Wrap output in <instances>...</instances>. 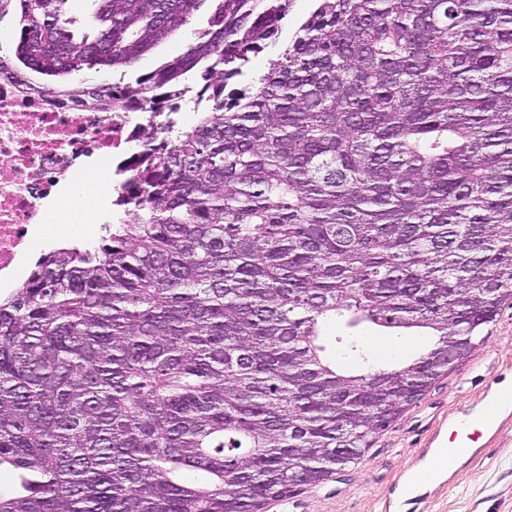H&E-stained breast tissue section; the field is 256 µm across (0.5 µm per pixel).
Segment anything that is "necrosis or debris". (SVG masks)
<instances>
[{
  "instance_id": "4bbe7bcc",
  "label": "necrosis or debris",
  "mask_w": 512,
  "mask_h": 512,
  "mask_svg": "<svg viewBox=\"0 0 512 512\" xmlns=\"http://www.w3.org/2000/svg\"><path fill=\"white\" fill-rule=\"evenodd\" d=\"M150 112H93L75 99L30 94L0 79V277L20 278L21 260L40 243V227L66 233L45 203L62 182L81 174L91 154L128 164L145 153L140 131Z\"/></svg>"
}]
</instances>
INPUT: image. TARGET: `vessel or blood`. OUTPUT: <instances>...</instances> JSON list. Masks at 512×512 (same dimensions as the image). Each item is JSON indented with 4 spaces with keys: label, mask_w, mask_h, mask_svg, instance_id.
I'll return each mask as SVG.
<instances>
[{
    "label": "vessel or blood",
    "mask_w": 512,
    "mask_h": 512,
    "mask_svg": "<svg viewBox=\"0 0 512 512\" xmlns=\"http://www.w3.org/2000/svg\"><path fill=\"white\" fill-rule=\"evenodd\" d=\"M510 412H512V388L499 386L490 389L482 409L450 424L448 454L452 456L470 454L482 434L491 430L490 415L501 416Z\"/></svg>",
    "instance_id": "vessel-or-blood-1"
}]
</instances>
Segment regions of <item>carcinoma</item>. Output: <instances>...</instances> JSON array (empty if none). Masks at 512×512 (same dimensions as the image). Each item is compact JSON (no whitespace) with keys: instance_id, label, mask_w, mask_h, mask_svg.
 <instances>
[{"instance_id":"cac0c4a2","label":"carcinoma","mask_w":512,"mask_h":512,"mask_svg":"<svg viewBox=\"0 0 512 512\" xmlns=\"http://www.w3.org/2000/svg\"><path fill=\"white\" fill-rule=\"evenodd\" d=\"M66 2L0 0V77L70 95L23 69L124 71L208 27L80 86L160 113L155 146L105 235L0 297V512H261L359 459L512 301V0H311L284 47L291 0H89L88 28ZM342 316L435 342L343 374ZM207 13L203 8L193 18L192 24L185 27L182 33L162 42L152 52L143 56L132 68L128 69L125 75L126 80H133L135 77L149 73L156 69L161 63L180 56L186 49V40L193 29H201L206 26ZM18 20L8 14L0 21V52L12 55L13 48L18 39Z\"/></svg>"}]
</instances>
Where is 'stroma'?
<instances>
[{"label":"stroma","mask_w":512,"mask_h":512,"mask_svg":"<svg viewBox=\"0 0 512 512\" xmlns=\"http://www.w3.org/2000/svg\"><path fill=\"white\" fill-rule=\"evenodd\" d=\"M483 334L467 358L379 431L359 460L326 482L268 501L262 512H512V416L499 418L475 452L450 464L416 502L406 505L397 497L409 471L431 462L451 421L477 409L491 382L512 384V305H505ZM361 336L365 358H338L340 371L391 367L392 347L411 357L421 351L413 330L373 328Z\"/></svg>","instance_id":"35a3bbf8"}]
</instances>
